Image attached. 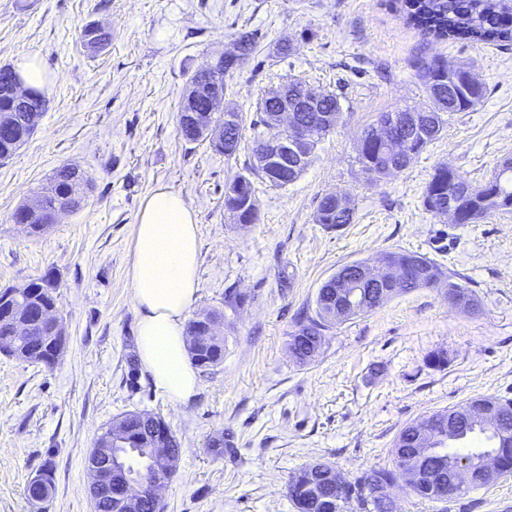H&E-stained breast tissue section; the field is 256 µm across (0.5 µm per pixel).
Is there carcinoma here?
<instances>
[{
  "instance_id": "1",
  "label": "carcinoma",
  "mask_w": 512,
  "mask_h": 512,
  "mask_svg": "<svg viewBox=\"0 0 512 512\" xmlns=\"http://www.w3.org/2000/svg\"><path fill=\"white\" fill-rule=\"evenodd\" d=\"M400 12L403 13L407 24L417 29L424 38L429 39H468L473 42H512V14L509 13L507 0H400ZM83 44L90 49L102 47L108 40V34L93 25L86 26L81 33ZM419 75L425 85L429 105L423 112L427 124V136L419 138L403 147V151L386 159L382 158L380 145L368 138L373 127L364 130L367 139L359 144L357 162L360 173L365 181L375 185L388 177L404 171L412 160L423 153L436 141L444 128L443 114L467 112L475 110L485 97V87L482 82L465 66L450 65L447 61L433 58L423 60L417 66ZM39 100L34 99L26 112L13 113L12 127L0 130V159L12 157L18 149V144L29 137L30 121L40 116L36 112ZM275 104L271 99L264 98L260 124L265 127L264 134L268 136L286 135L288 131L273 126L269 120V112ZM322 110L334 117L330 123L318 121L316 112H298L296 117L314 125L313 140L309 146L310 154H315L318 144L338 125L341 118L340 100L334 93L323 96ZM243 116L237 114L233 122L231 150L221 147L215 150L227 157L234 155L242 140ZM71 166L66 165L57 170L51 181L41 188L35 204H22L11 215L16 224H25L31 233H39L45 224L54 217L57 201L65 197L72 188L70 174ZM274 186H286L297 180V176L283 175L275 171H264L253 165L249 174L238 175L224 185V211L235 224H252L258 220V200L254 179ZM455 181L460 190L467 191L469 202L461 210L459 223L480 224L495 213L512 210V159L506 158L495 168L491 178L484 182L474 183L459 175L453 168L446 165L438 166L426 185L424 205L433 214H439L440 204L448 200V182ZM501 192V197L482 203L488 194ZM314 222L328 228H341L353 222V208L344 212L336 211V204L328 196H323L314 214ZM382 261L390 266H397L413 280L412 289L438 288L444 286L459 290L464 296L477 300L473 290L462 281L460 275L444 272L430 258L417 253L391 251L383 255ZM57 276L53 271L31 280L27 284L26 296L33 300L36 309L54 307L57 305L56 289L48 287ZM388 288L385 281H361L356 273L350 271L349 265L339 268L334 275L319 288L315 297V309L307 313L290 334V345L296 347V359L302 363L315 359L320 351L317 350V337L324 332L344 324L356 317L368 314L389 301L381 296L382 290ZM352 293L365 301V307L358 312L347 310V303L338 296ZM225 338L209 345L199 357L197 365L208 369L220 364L224 359ZM437 442L444 445L446 454L454 462L461 464L471 461L477 452L459 451V446L467 443L468 438L455 441L448 440V429L437 428ZM489 447L493 448L500 460V466L505 473L512 472V436L488 438ZM419 447L414 425L403 427L393 442V463L388 467L373 468L354 481L336 485L322 472H311L305 466L296 471L288 484V496L294 507L301 512H318V507L307 498H300V490L314 481L322 488L325 495L331 494L342 498L346 503H355L357 512H393L392 503H379L372 499L371 491L374 483L385 481L394 485L401 484L416 495L431 500H445L455 495L454 489L448 485V461H435L443 467L440 477L443 489L429 488L417 483L406 482L404 477L411 457L400 453V450ZM121 452L125 453L134 474L142 479L145 490H150L156 473L150 466V450L143 439H132L123 445Z\"/></svg>"
}]
</instances>
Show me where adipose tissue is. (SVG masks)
<instances>
[{"label":"adipose tissue","instance_id":"ef3b65f1","mask_svg":"<svg viewBox=\"0 0 512 512\" xmlns=\"http://www.w3.org/2000/svg\"><path fill=\"white\" fill-rule=\"evenodd\" d=\"M200 247L194 208L180 193L156 188L137 218L129 277L141 310L140 362L155 388L174 403L189 401L198 386L185 313L197 292Z\"/></svg>","mask_w":512,"mask_h":512}]
</instances>
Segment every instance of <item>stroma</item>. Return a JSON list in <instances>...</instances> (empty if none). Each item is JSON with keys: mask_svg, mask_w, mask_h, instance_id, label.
<instances>
[{"mask_svg": "<svg viewBox=\"0 0 512 512\" xmlns=\"http://www.w3.org/2000/svg\"><path fill=\"white\" fill-rule=\"evenodd\" d=\"M91 23L112 35L96 53L81 39ZM252 31L257 49L225 78V101L244 116L237 153L184 141L177 111L188 75ZM284 40L295 47L285 58L276 52ZM22 56L43 64L48 105L0 161V288L54 271L66 343L50 369L0 353V512H93L85 457L130 411L161 416L182 442L161 491L165 512H295L287 489L301 467L327 463L351 480L391 464L406 424L478 395L512 400V212L458 225L423 205L439 164L482 182L512 157V42L425 39L394 0H0V66ZM434 57L472 64L487 89L482 105L448 116L404 172L368 184L356 162L363 130L381 113L428 105L416 62ZM291 77L335 92L340 122L296 182H256V223H231L224 185L253 163L258 101ZM65 164L91 177L82 208L38 235L14 224V210ZM159 185L197 215L199 285L186 316L220 312L225 338L223 362L199 370L183 404L154 387L136 350L128 270L137 214ZM329 193L352 201L351 224L315 223ZM389 251L464 276L479 312L433 288L400 293L327 332L316 361L296 363L290 334L323 282ZM228 290L244 304L228 307ZM440 350L447 367L430 369L428 354ZM220 434L236 456L211 451ZM46 467L54 486L36 505L26 485ZM393 497L395 512H512V475L443 501L401 486Z\"/></svg>", "mask_w": 512, "mask_h": 512, "instance_id": "1", "label": "stroma"}]
</instances>
